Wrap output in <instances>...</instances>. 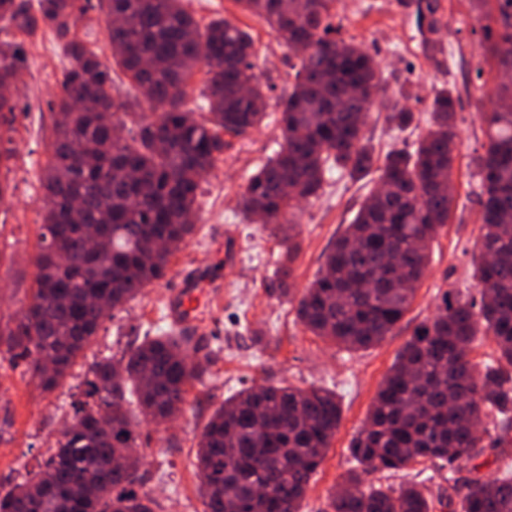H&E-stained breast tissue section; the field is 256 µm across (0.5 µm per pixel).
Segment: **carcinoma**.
Here are the masks:
<instances>
[{
  "label": "carcinoma",
  "instance_id": "cac0c4a2",
  "mask_svg": "<svg viewBox=\"0 0 512 512\" xmlns=\"http://www.w3.org/2000/svg\"><path fill=\"white\" fill-rule=\"evenodd\" d=\"M274 30L287 47L327 44L292 65V90L278 104L281 139L250 174L241 206L267 224L293 223L300 204L318 195L330 169L363 174L374 156L364 128L385 108L396 128L413 112L391 104L372 55L337 37L336 0H236ZM90 0H0V22L29 35L55 32L67 59L54 114L52 157L43 170V224L36 242L34 287L14 325L0 326L12 366L44 393L68 375L103 324L144 288L166 279L170 258L194 234L202 179L224 153L223 133L243 135L267 116L269 87L257 78L251 35L225 19L200 28L186 0H99L112 57L130 78L137 130L115 137L130 104L112 94V68L72 32ZM485 52L502 66L512 45V0H488ZM512 54V48L506 50ZM23 45L0 42V120L15 109L1 89L15 84ZM207 70V112L187 107L186 87ZM371 86L376 97L350 90ZM499 109L484 112L487 143L477 156L481 233L476 294L448 290L438 312L421 322L381 382L367 422L348 452L355 467L343 478L331 512H431L422 482L394 487L368 482L430 461L448 482L463 464L480 467L481 417L502 440L512 434V87L493 88ZM454 92L432 91L430 123L414 151H391L381 168L386 191L365 196L352 223L329 248L297 301L300 323L348 350L382 342L403 319L429 264L431 242L448 224L454 201ZM295 188L289 194L285 188ZM299 244L279 255L280 295ZM491 336L498 359L469 358L478 336ZM188 336H146L120 357L88 369L85 401L34 476L0 488V512H155L143 490L137 425L181 414L190 384L203 371ZM342 411L322 388L255 385L226 398L200 434L195 466L205 512H300L311 477L325 459ZM450 512H512V472L475 479Z\"/></svg>",
  "mask_w": 512,
  "mask_h": 512
}]
</instances>
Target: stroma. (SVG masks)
<instances>
[{
  "instance_id": "35a3bbf8",
  "label": "stroma",
  "mask_w": 512,
  "mask_h": 512,
  "mask_svg": "<svg viewBox=\"0 0 512 512\" xmlns=\"http://www.w3.org/2000/svg\"><path fill=\"white\" fill-rule=\"evenodd\" d=\"M425 0H339L341 38L372 54L392 102L409 108L416 125L401 131L383 110L370 115L365 136L374 156L393 150H414L420 127L429 114L424 100L432 88L451 87L459 98L455 116L456 194L450 219L432 243L431 262L411 306L385 340L371 348L350 351L313 335L298 321L293 304L271 288L277 277L283 227L248 222L238 206L248 177L272 154L280 136L278 102L287 94L288 60L292 53L265 23L235 0H189V11L200 25L224 18L249 31L257 51L255 73L272 84L265 123L247 134H225L224 152L201 183L197 227L188 245L170 259L169 277L145 288L125 309L107 318L95 339L78 357L69 376L52 394H41L8 366L0 354V484L8 486L33 476L82 397L87 368L95 359L120 355L142 336L173 329L165 316L172 281L203 271L212 286L199 319L187 327L200 356L208 363L201 380L189 389L186 412L176 419L140 425L138 443L144 454V487L156 499V512H204L200 479L194 466L196 443L205 424L224 399L254 384L323 387L336 393L342 420L317 473L309 481L301 512H330L332 494L353 462L347 448L364 426L380 383L415 327L432 317L443 292L467 291L473 285V257L480 234L479 190L474 160L487 141L479 115L492 111L493 101L480 96L478 81L495 85L493 59H480L484 11L478 0H440L446 28L427 30L421 9ZM75 31L100 61L111 64L112 49L104 15L89 9ZM0 41L23 43L25 63L15 93L21 110L13 118L7 141L0 143L12 157L0 181L9 188L0 198V243L13 262L0 264V317L9 318L28 301L34 268L29 257L43 222L42 169L50 156L53 115L48 101L61 89L66 60L61 43L48 29L29 36L0 28ZM379 169L354 181L346 172L325 175L320 195L303 203L295 217L300 244L290 278L294 295L313 281L330 244L353 219L364 197L378 186ZM374 483L399 485L424 481L434 502L433 512H449L451 493L431 462L408 470L372 474Z\"/></svg>"
}]
</instances>
